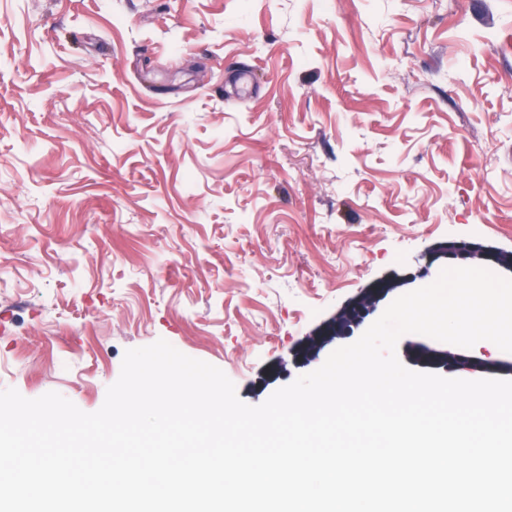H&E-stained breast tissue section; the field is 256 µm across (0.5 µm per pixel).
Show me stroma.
Instances as JSON below:
<instances>
[{"label":"stroma","instance_id":"1","mask_svg":"<svg viewBox=\"0 0 512 512\" xmlns=\"http://www.w3.org/2000/svg\"><path fill=\"white\" fill-rule=\"evenodd\" d=\"M450 242L512 256V0H0V391L163 339L258 405Z\"/></svg>","mask_w":512,"mask_h":512}]
</instances>
